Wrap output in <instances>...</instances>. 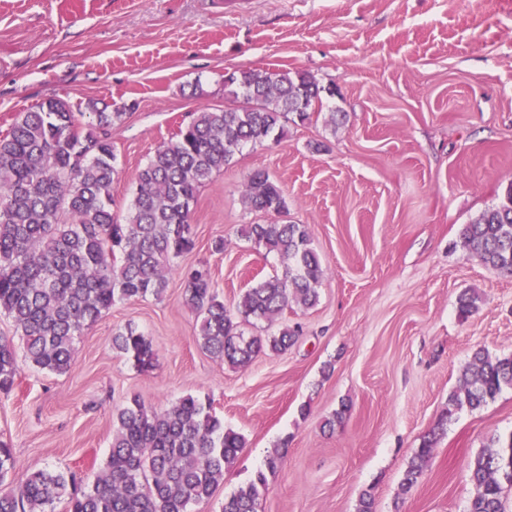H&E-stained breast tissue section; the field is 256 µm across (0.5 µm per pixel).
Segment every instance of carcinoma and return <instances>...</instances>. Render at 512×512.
Listing matches in <instances>:
<instances>
[{"label":"carcinoma","mask_w":512,"mask_h":512,"mask_svg":"<svg viewBox=\"0 0 512 512\" xmlns=\"http://www.w3.org/2000/svg\"><path fill=\"white\" fill-rule=\"evenodd\" d=\"M224 92L243 105L193 113L139 172L123 223L112 211V126L125 113L90 112L84 131L66 101L50 98L0 137V315L20 332L30 364L68 373L78 336L116 302L161 297L174 260L194 248L191 213L200 188L244 145L275 140L288 122L303 123L322 108L321 88L298 71H234L224 78ZM244 197L253 211L286 210L282 188L261 171L249 177ZM242 235L276 254L282 274L248 289L234 315L206 266L188 274L184 296L200 319L197 342L232 367H245L266 350L287 349L297 333L285 327L272 336H246L234 318L272 323L292 304L311 307L326 274L304 224H247ZM459 237L471 257L511 275L512 185L505 201L462 225ZM478 301L474 292L461 294L460 316L476 311ZM112 347L142 370L152 366L151 343L130 324L114 333ZM20 376L16 352L1 337L0 393L10 394ZM508 385L512 355L493 357L478 349L448 396L446 416L465 406L477 409ZM436 442L433 432L417 448L403 491L418 483ZM243 446V437L224 429L211 404L197 397L159 410L134 398L113 420L108 458L92 484L79 486L70 471L38 470L0 489V512H47L61 499L68 512H190V505L213 495ZM15 467L11 448L0 442V483ZM468 477L475 495L467 512H504L503 495L512 488V438L492 439L470 461ZM266 490L259 472L224 498L222 512H256Z\"/></svg>","instance_id":"1"}]
</instances>
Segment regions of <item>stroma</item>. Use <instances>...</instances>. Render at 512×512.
Wrapping results in <instances>:
<instances>
[{"mask_svg": "<svg viewBox=\"0 0 512 512\" xmlns=\"http://www.w3.org/2000/svg\"><path fill=\"white\" fill-rule=\"evenodd\" d=\"M259 67L307 73L336 94L201 188L196 246L161 298L115 303L79 337L66 374L22 364L15 392L0 395V441L17 462L8 479L56 469L91 484L117 409L191 394L245 438L192 512H221L277 449L257 512H354L367 489L375 512H466L469 461L512 435L511 387L443 418L474 350L512 354V276L458 238L512 186V0H0V135L51 97L126 112L112 129L122 218L154 151L191 113L227 106L225 73ZM256 171L280 185L285 212L249 210ZM277 220L306 225L326 263L319 302L244 325L248 336L301 331L286 352L232 367L198 344L186 277L207 265L233 308L282 272L240 229ZM470 288L483 302L463 319L457 299ZM129 323L152 344L148 370L112 347ZM340 409L343 423L326 429ZM441 421L422 478L403 491L411 456Z\"/></svg>", "mask_w": 512, "mask_h": 512, "instance_id": "obj_1", "label": "stroma"}]
</instances>
